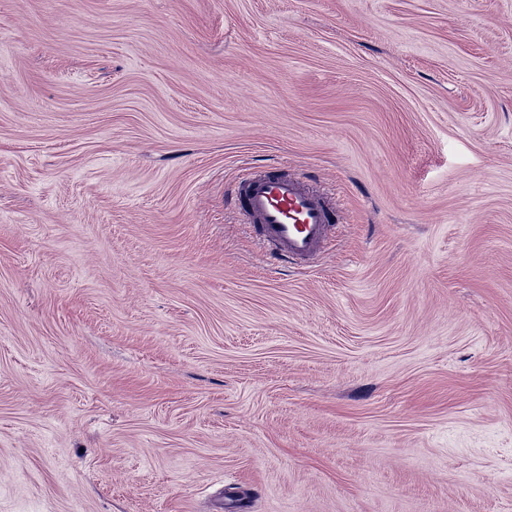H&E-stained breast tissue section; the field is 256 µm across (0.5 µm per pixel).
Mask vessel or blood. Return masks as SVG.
Returning <instances> with one entry per match:
<instances>
[{
    "label": "vessel or blood",
    "mask_w": 512,
    "mask_h": 512,
    "mask_svg": "<svg viewBox=\"0 0 512 512\" xmlns=\"http://www.w3.org/2000/svg\"><path fill=\"white\" fill-rule=\"evenodd\" d=\"M230 194L242 222L267 247L269 256L285 263L308 266L318 261L341 219L334 197L277 167L244 172Z\"/></svg>",
    "instance_id": "vessel-or-blood-1"
}]
</instances>
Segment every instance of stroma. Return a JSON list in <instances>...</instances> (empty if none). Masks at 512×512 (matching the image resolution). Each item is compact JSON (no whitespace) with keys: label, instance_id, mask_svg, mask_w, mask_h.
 Returning <instances> with one entry per match:
<instances>
[{"label":"stroma","instance_id":"1","mask_svg":"<svg viewBox=\"0 0 512 512\" xmlns=\"http://www.w3.org/2000/svg\"><path fill=\"white\" fill-rule=\"evenodd\" d=\"M0 512H512V0H0ZM243 224L274 260L309 266L323 255L341 212L334 197L279 167L248 170L231 185Z\"/></svg>","mask_w":512,"mask_h":512}]
</instances>
